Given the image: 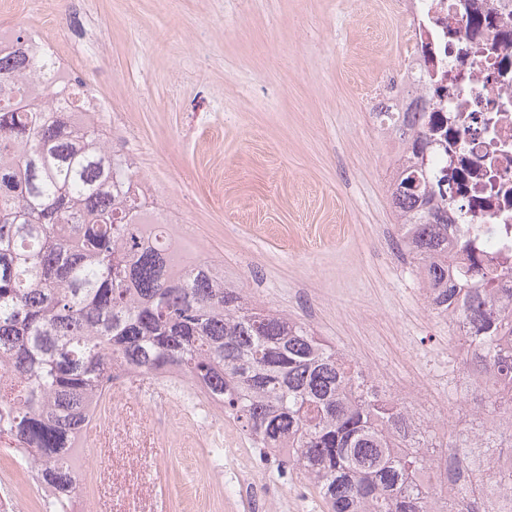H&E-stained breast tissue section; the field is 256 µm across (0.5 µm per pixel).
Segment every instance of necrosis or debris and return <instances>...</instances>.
Listing matches in <instances>:
<instances>
[{
    "label": "necrosis or debris",
    "instance_id": "obj_1",
    "mask_svg": "<svg viewBox=\"0 0 512 512\" xmlns=\"http://www.w3.org/2000/svg\"><path fill=\"white\" fill-rule=\"evenodd\" d=\"M414 48L368 102L423 116V162L435 201L455 224L448 259L469 241L512 288V0H395ZM449 493L488 481L475 454H446Z\"/></svg>",
    "mask_w": 512,
    "mask_h": 512
}]
</instances>
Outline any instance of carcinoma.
<instances>
[{"label":"carcinoma","instance_id":"obj_1","mask_svg":"<svg viewBox=\"0 0 512 512\" xmlns=\"http://www.w3.org/2000/svg\"><path fill=\"white\" fill-rule=\"evenodd\" d=\"M59 59L0 54V444L50 490L45 512H72L69 463L116 380L166 372L203 384L259 448L288 449L324 512H474L443 492L439 455L405 403L305 323L250 304L211 261L173 263V237L138 220L134 159L112 149L82 87H60ZM405 248L430 307L472 337L473 380L512 382V314L499 276L468 243L448 281V225L435 219L422 164L390 185ZM512 420V396L486 392ZM489 493L512 499V469L486 460Z\"/></svg>","mask_w":512,"mask_h":512}]
</instances>
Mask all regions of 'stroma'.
Returning <instances> with one entry per match:
<instances>
[{"instance_id": "stroma-1", "label": "stroma", "mask_w": 512, "mask_h": 512, "mask_svg": "<svg viewBox=\"0 0 512 512\" xmlns=\"http://www.w3.org/2000/svg\"><path fill=\"white\" fill-rule=\"evenodd\" d=\"M390 0H0V26L40 32L92 89L113 147L132 156L159 217L249 300L305 322L414 406L429 441L481 429L485 395L398 235L394 143L365 99L412 41ZM119 380L77 467L86 512H322L298 470L243 439L209 446L190 390ZM0 446V496L42 512L29 469Z\"/></svg>"}]
</instances>
